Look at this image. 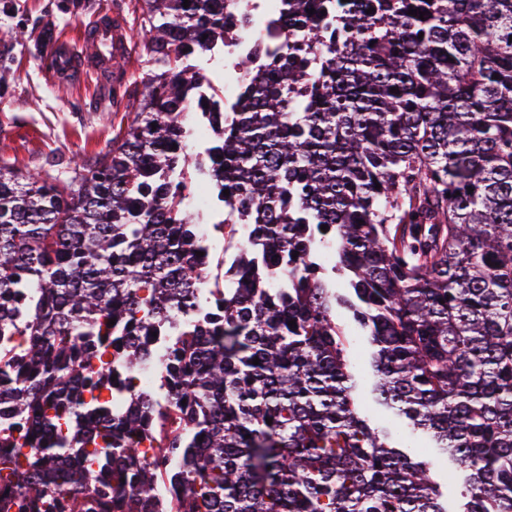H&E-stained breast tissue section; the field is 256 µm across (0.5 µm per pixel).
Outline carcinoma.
Listing matches in <instances>:
<instances>
[{
	"label": "carcinoma",
	"instance_id": "cac0c4a2",
	"mask_svg": "<svg viewBox=\"0 0 512 512\" xmlns=\"http://www.w3.org/2000/svg\"><path fill=\"white\" fill-rule=\"evenodd\" d=\"M183 3L136 0L150 77L106 152L65 179L0 161V512H154L163 482L168 512H448L433 461L360 418L338 306L460 512H512V0H338L328 28L282 0L293 49L196 113L224 125L205 163L179 113L224 0ZM192 169L251 223L147 398L152 332L199 303Z\"/></svg>",
	"mask_w": 512,
	"mask_h": 512
}]
</instances>
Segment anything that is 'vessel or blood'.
Returning a JSON list of instances; mask_svg holds the SVG:
<instances>
[{"label": "vessel or blood", "mask_w": 512, "mask_h": 512, "mask_svg": "<svg viewBox=\"0 0 512 512\" xmlns=\"http://www.w3.org/2000/svg\"><path fill=\"white\" fill-rule=\"evenodd\" d=\"M128 52V28L119 13L107 12L82 27L77 39L55 37L52 68L56 77L70 79L118 73Z\"/></svg>", "instance_id": "obj_1"}]
</instances>
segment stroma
Instances as JSON below:
<instances>
[{"instance_id":"1","label":"stroma","mask_w":512,"mask_h":512,"mask_svg":"<svg viewBox=\"0 0 512 512\" xmlns=\"http://www.w3.org/2000/svg\"><path fill=\"white\" fill-rule=\"evenodd\" d=\"M136 0H0V159L21 170L66 176L76 163L106 151L128 120L126 88L142 87L148 68L131 54L119 79L79 83L54 78L48 50L56 34L75 36L80 23L101 9H118L138 32ZM349 343L354 397L370 427L391 431L413 456L436 459L432 478L448 512H457L463 480L453 461L430 445L409 420L380 405L373 391L367 336L337 312Z\"/></svg>"}]
</instances>
